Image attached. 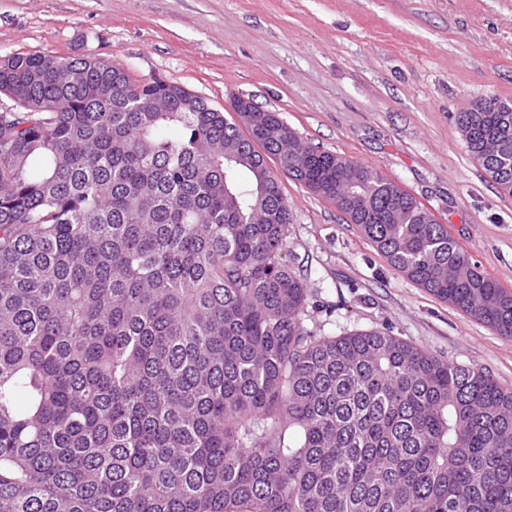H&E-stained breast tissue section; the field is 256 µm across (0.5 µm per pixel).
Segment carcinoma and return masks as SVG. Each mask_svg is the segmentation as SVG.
<instances>
[{"label": "carcinoma", "instance_id": "1", "mask_svg": "<svg viewBox=\"0 0 512 512\" xmlns=\"http://www.w3.org/2000/svg\"><path fill=\"white\" fill-rule=\"evenodd\" d=\"M0 99V512H512V389L388 331L307 329L262 164L512 336V293L411 194L104 59L1 57ZM456 124L512 194V104Z\"/></svg>", "mask_w": 512, "mask_h": 512}]
</instances>
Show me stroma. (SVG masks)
<instances>
[{
	"mask_svg": "<svg viewBox=\"0 0 512 512\" xmlns=\"http://www.w3.org/2000/svg\"><path fill=\"white\" fill-rule=\"evenodd\" d=\"M85 55L278 113L307 144L411 193L512 292V194L455 116L512 103V0H0V56ZM285 261L321 336L385 329L512 388V337L403 278L336 206L281 176Z\"/></svg>",
	"mask_w": 512,
	"mask_h": 512,
	"instance_id": "1",
	"label": "stroma"
}]
</instances>
